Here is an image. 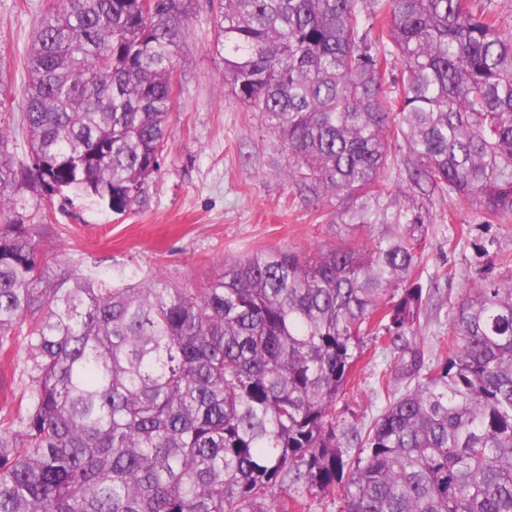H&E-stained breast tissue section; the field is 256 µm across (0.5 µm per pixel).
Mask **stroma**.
<instances>
[{
    "label": "stroma",
    "instance_id": "stroma-1",
    "mask_svg": "<svg viewBox=\"0 0 512 512\" xmlns=\"http://www.w3.org/2000/svg\"><path fill=\"white\" fill-rule=\"evenodd\" d=\"M56 2L0 0V126L10 130L23 161L27 133L12 99L28 79L24 56L38 20ZM178 3L187 30L177 48L172 137L159 171L122 215L82 195L27 193V216L44 227L43 252L64 251L71 268L108 281L162 277L197 288L219 276L228 257L273 248L314 256L343 243L346 227L334 221L342 200L285 180L283 142L225 91L224 60L215 48L217 0ZM450 210L452 222L428 227L431 249L421 282L455 299L483 276L502 272V256L512 257V215L492 219L465 200ZM492 236L499 252L483 253ZM446 269L451 278H442ZM4 370L10 386L0 393L2 430L17 427L29 402L22 338H15ZM384 405L368 386L348 387L336 403V423L365 429Z\"/></svg>",
    "mask_w": 512,
    "mask_h": 512
}]
</instances>
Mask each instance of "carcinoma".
Returning <instances> with one entry per match:
<instances>
[{
    "mask_svg": "<svg viewBox=\"0 0 512 512\" xmlns=\"http://www.w3.org/2000/svg\"><path fill=\"white\" fill-rule=\"evenodd\" d=\"M219 5L224 87L365 242L226 258L198 288L110 286L43 253L23 183L126 213L172 135L186 30L177 0L49 8L18 93L31 164L0 126V365L21 336L29 378L0 512H307L336 491L337 512H512V272L448 301L447 352L425 353L431 217L387 180L401 163L423 195L512 215V35L480 0ZM367 336L386 404L338 434Z\"/></svg>",
    "mask_w": 512,
    "mask_h": 512,
    "instance_id": "obj_1",
    "label": "carcinoma"
}]
</instances>
